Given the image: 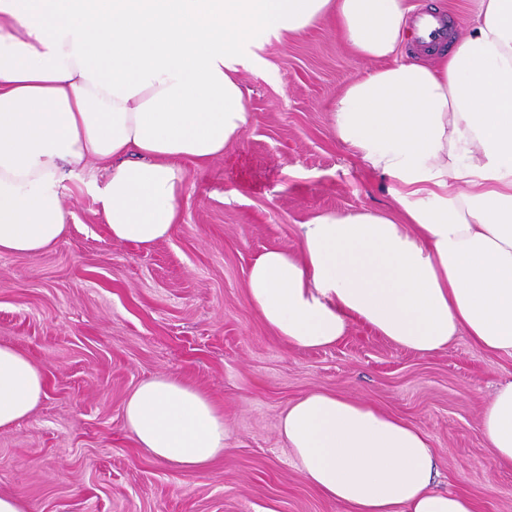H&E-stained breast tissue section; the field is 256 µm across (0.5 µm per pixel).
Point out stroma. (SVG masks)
<instances>
[{"instance_id": "obj_1", "label": "stroma", "mask_w": 512, "mask_h": 512, "mask_svg": "<svg viewBox=\"0 0 512 512\" xmlns=\"http://www.w3.org/2000/svg\"><path fill=\"white\" fill-rule=\"evenodd\" d=\"M275 79L246 72L255 120L239 144L188 170L183 221L151 246L114 241L87 174L69 180L67 234L34 256H0V344L45 373L29 418L0 431V495L31 512H343L302 477L280 421L321 389L364 398L431 438L438 486L484 512H512V468L489 458L477 425L512 358L462 338L422 355L362 324L335 346L297 349L252 308L246 282L264 251L294 249L322 210L387 209V182L339 145L328 106L371 70L332 28L265 44ZM173 375L224 414L227 448L188 473L138 448L123 404Z\"/></svg>"}]
</instances>
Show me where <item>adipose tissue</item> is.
I'll list each match as a JSON object with an SVG mask.
<instances>
[{"label": "adipose tissue", "mask_w": 512, "mask_h": 512, "mask_svg": "<svg viewBox=\"0 0 512 512\" xmlns=\"http://www.w3.org/2000/svg\"><path fill=\"white\" fill-rule=\"evenodd\" d=\"M462 32L403 54L408 0H0V255H37L68 230L66 183H86L112 238L149 246L180 223L188 166L252 122L244 70L267 39L333 25L374 68L331 109L336 139L388 181L396 209L326 210L295 250L252 263L249 300L279 339L324 348L362 322L432 354L460 337L512 356V0H473ZM45 374L0 345V430L29 418ZM137 445L189 473L226 447L205 395L161 375L123 405ZM305 481L344 512H481L438 488L430 437L364 399L314 390L281 419ZM478 432L512 464V380Z\"/></svg>", "instance_id": "1"}]
</instances>
